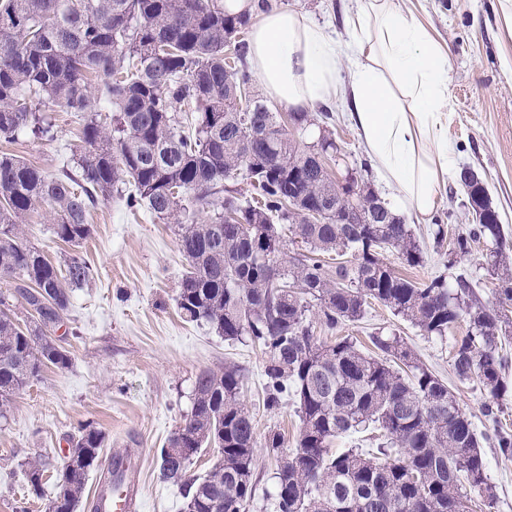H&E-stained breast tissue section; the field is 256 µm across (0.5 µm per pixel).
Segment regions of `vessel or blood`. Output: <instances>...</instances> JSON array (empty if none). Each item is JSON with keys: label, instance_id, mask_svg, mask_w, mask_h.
<instances>
[{"label": "vessel or blood", "instance_id": "vessel-or-blood-1", "mask_svg": "<svg viewBox=\"0 0 512 512\" xmlns=\"http://www.w3.org/2000/svg\"><path fill=\"white\" fill-rule=\"evenodd\" d=\"M142 472L133 450L112 458L111 485H98L92 500L94 512H141Z\"/></svg>", "mask_w": 512, "mask_h": 512}]
</instances>
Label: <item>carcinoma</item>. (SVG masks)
I'll list each match as a JSON object with an SVG mask.
<instances>
[{
    "mask_svg": "<svg viewBox=\"0 0 512 512\" xmlns=\"http://www.w3.org/2000/svg\"><path fill=\"white\" fill-rule=\"evenodd\" d=\"M253 7L252 15H231L216 0H0V142L24 132L52 140L53 113H92L80 130L83 150L60 175L0 153V278L16 280L14 293L0 294V414L42 366L69 365L51 329L72 290L92 279L76 255L62 267L45 256L23 224L46 207L56 237L78 248L91 234V211L115 196L178 228L188 262L177 294L181 316L206 321L226 340L249 337L266 356V407L276 408L285 393L298 403L295 450L283 457L280 431L269 430L258 444L238 366L197 375L190 414L160 451L162 478L181 487L194 512L245 509L259 447L280 456L273 512H465L475 503L468 488L491 509L481 441L512 457L502 404L512 273L499 212L487 188L459 173L476 207L457 249L492 245L494 302H480L477 282L465 274L417 283L391 268L386 250L409 267L424 262L409 225L373 194L362 170L351 168L346 184L336 182L327 165L338 152L330 135L297 139L329 124L333 113L292 112L290 131L255 91L240 34L273 4L253 0ZM95 78L103 82L104 106ZM185 104L197 112L188 132L177 110ZM100 112L111 113L110 125L98 120ZM239 180L257 196H243ZM201 211L208 219L199 223ZM285 229L304 251L285 253ZM373 301L429 338L446 339L466 323L450 345L451 365L460 382L481 384L492 437L477 431L448 384L396 333L371 336L375 355L350 336L332 343L315 336L318 326L338 333L362 320ZM20 307L33 311L24 323ZM369 427L380 432L378 456L331 452L334 439ZM104 444L91 425L72 437L48 512H77ZM208 446L220 450V460L202 477L189 474ZM43 476L40 463H28L37 495Z\"/></svg>",
    "mask_w": 512,
    "mask_h": 512,
    "instance_id": "carcinoma-1",
    "label": "carcinoma"
}]
</instances>
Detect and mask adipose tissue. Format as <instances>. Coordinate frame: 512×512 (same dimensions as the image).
<instances>
[{
	"label": "adipose tissue",
	"instance_id": "1",
	"mask_svg": "<svg viewBox=\"0 0 512 512\" xmlns=\"http://www.w3.org/2000/svg\"><path fill=\"white\" fill-rule=\"evenodd\" d=\"M339 41L306 15L286 8L262 14L252 29L249 60L268 95L301 112L343 103L396 202L429 215L437 188L455 167L441 135L448 104V57L416 18L392 0H359ZM348 61V87L336 82Z\"/></svg>",
	"mask_w": 512,
	"mask_h": 512
}]
</instances>
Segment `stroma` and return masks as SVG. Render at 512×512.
Here are the masks:
<instances>
[{
	"label": "stroma",
	"mask_w": 512,
	"mask_h": 512,
	"mask_svg": "<svg viewBox=\"0 0 512 512\" xmlns=\"http://www.w3.org/2000/svg\"><path fill=\"white\" fill-rule=\"evenodd\" d=\"M280 8L306 14L327 27L336 39L347 37L346 19L358 0H272ZM412 13L449 58L448 107L445 136L458 164L478 169L497 207L505 233L512 238V0H394ZM57 135L42 141L20 136L8 152L57 175L79 153L76 113L55 115ZM466 195L456 179L438 189L428 223L405 214L426 255L422 266L410 268L396 254L385 259L395 270L424 282L443 273L454 258V273L478 278L481 302L493 301L498 280L483 269V247L455 253L458 235L469 222ZM30 240L49 258L63 260L78 253L92 268L87 285L74 289L71 304L54 337L70 353L68 368L45 367L41 377L14 398L0 418V512H46L54 486L42 496L31 493L25 471L30 461L42 462L47 475L57 474L63 450L80 426L89 424L106 435L99 468L86 485L79 512H91L97 480L113 455L139 450L143 464L144 512H181L178 486L164 481L159 452L183 424L192 407L195 378L201 371L243 368V399L255 416L258 436L279 430L295 442L300 428L295 398L283 397L276 409L264 405L263 351L248 338L227 341L208 324L185 322L176 294L186 261L179 250L177 227L145 212H133L111 197L100 201L90 216L91 235L79 250L55 237L43 210L29 219ZM445 225L443 250H436L434 225ZM363 352L377 332L397 333L418 361L447 382L463 412L476 426L486 400L476 384L460 383L453 372L448 344L423 336L409 322L372 303L365 317L345 327ZM489 481L497 496L491 512H512V458L503 457L491 442H483Z\"/></svg>",
	"instance_id": "1"
}]
</instances>
